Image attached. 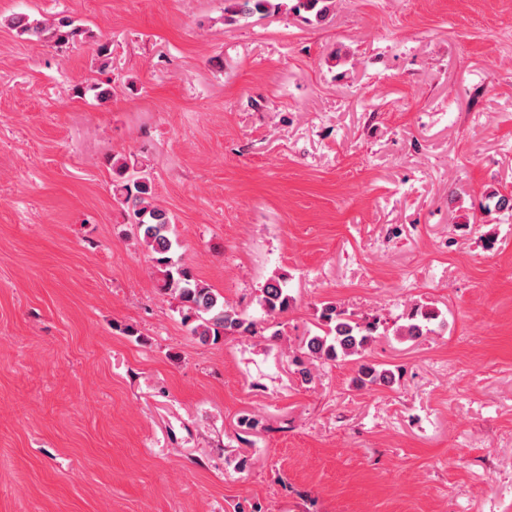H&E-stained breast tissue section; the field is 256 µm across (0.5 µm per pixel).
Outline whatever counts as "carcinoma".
I'll list each match as a JSON object with an SVG mask.
<instances>
[{
    "mask_svg": "<svg viewBox=\"0 0 512 512\" xmlns=\"http://www.w3.org/2000/svg\"><path fill=\"white\" fill-rule=\"evenodd\" d=\"M334 0H234L231 12L243 18L269 15L282 11L305 12L320 23L333 8ZM4 25L35 44L56 47L92 37L89 30L68 16L36 20L26 15L4 19ZM113 191L128 209L129 223L139 242L146 248L154 263L161 290L180 304L182 322L190 333L202 342L216 341L225 336L255 335L257 323L246 318L236 307L200 281L175 253L180 243L174 232V218L156 201L150 174L129 164L123 157L112 159ZM293 297L287 288V277L273 274L260 288L258 304L274 320L287 313ZM440 313L420 305L410 308L406 323L398 326L394 335L415 341L432 332ZM320 333L306 339L288 356L289 366L301 382L313 379V367L321 362L334 365L351 356L363 354L379 336L380 320L359 318L328 301L322 303L318 314ZM395 373L368 362L357 366L355 382L361 387L389 385Z\"/></svg>",
    "mask_w": 512,
    "mask_h": 512,
    "instance_id": "cac0c4a2",
    "label": "carcinoma"
}]
</instances>
